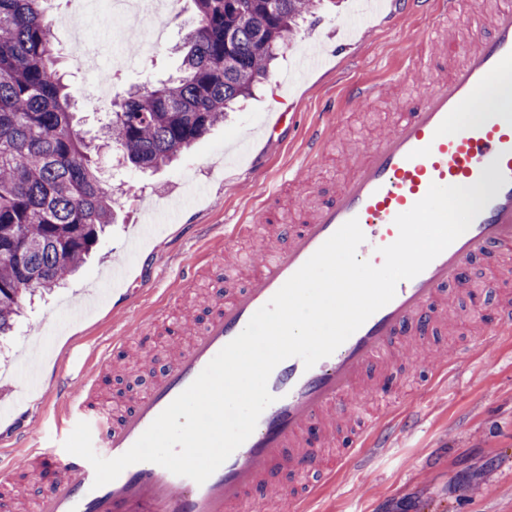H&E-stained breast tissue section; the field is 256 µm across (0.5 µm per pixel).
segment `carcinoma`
<instances>
[{
    "label": "carcinoma",
    "mask_w": 512,
    "mask_h": 512,
    "mask_svg": "<svg viewBox=\"0 0 512 512\" xmlns=\"http://www.w3.org/2000/svg\"><path fill=\"white\" fill-rule=\"evenodd\" d=\"M49 0H0V338L28 295L63 282L114 219L98 147L77 129ZM176 74L112 100L105 145L145 171L173 162L267 77L324 0H193Z\"/></svg>",
    "instance_id": "cac0c4a2"
}]
</instances>
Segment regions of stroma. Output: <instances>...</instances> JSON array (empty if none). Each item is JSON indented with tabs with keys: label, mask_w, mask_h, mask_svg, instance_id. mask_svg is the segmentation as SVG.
Returning <instances> with one entry per match:
<instances>
[{
	"label": "stroma",
	"mask_w": 512,
	"mask_h": 512,
	"mask_svg": "<svg viewBox=\"0 0 512 512\" xmlns=\"http://www.w3.org/2000/svg\"><path fill=\"white\" fill-rule=\"evenodd\" d=\"M355 6V0H344L321 13L300 27L296 43L335 44L338 25L349 21ZM195 19L193 0H181L167 47L125 70L113 80L112 92L155 85L175 73L178 57L172 47ZM116 26L110 8H98L89 38L99 54L117 49L142 56V43L114 41ZM422 26L420 19L390 9L363 16L344 53L312 67L288 89L277 82L293 70L295 49L283 47L255 95L173 165L146 174L106 168L103 179L117 199L110 231L65 285L33 297L9 341L0 346V456H20L19 428H27L35 444L53 435L57 385L75 378L97 351L112 348L114 334L125 335L126 341L112 349L97 395L117 409L147 390L175 345L185 342L187 330L205 320L210 295L231 283L250 285L249 270L266 257L272 235L248 215L264 202L269 184L287 178L326 103L355 81L385 85L383 96L344 106L321 163L300 171L297 183L282 193L279 204L289 224L297 223L300 209L328 199L360 149L389 131L399 105L426 90L436 64L400 75ZM62 66L81 106V128L97 135L103 119L95 97L99 79L78 71L70 57H63ZM284 103L292 106L287 125L267 135L265 125ZM229 225L237 228L234 237L213 242V255L194 282L175 289L184 258L202 247L199 227L219 234ZM118 264L129 272L126 282L106 285L104 273ZM508 289L512 256L475 260L465 284L448 290L445 324L427 342L397 351L386 397L377 399L361 386L349 393L355 404L396 410L402 423L381 455L348 466L324 487L314 503L316 512H512V334L500 336L487 352L467 347ZM92 292L101 295L95 308L79 320L59 323L67 304ZM154 309L173 332L139 340L138 320ZM438 365L448 372L441 385L432 380Z\"/></svg>",
	"instance_id": "stroma-1"
}]
</instances>
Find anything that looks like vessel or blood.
<instances>
[{
    "label": "vessel or blood",
    "instance_id": "1",
    "mask_svg": "<svg viewBox=\"0 0 512 512\" xmlns=\"http://www.w3.org/2000/svg\"><path fill=\"white\" fill-rule=\"evenodd\" d=\"M465 0H401V10L425 14L419 44L436 56H458L449 72L437 75L416 100L402 104L400 117L384 136L362 153L338 191L310 213L304 224H278L284 248L257 269L251 286L216 297L205 324L193 331L162 365L147 392L119 418L104 413L88 395L66 392L56 416V446L28 447L29 467L48 475L37 512H237L277 473L322 474L326 458L315 438H327L328 423L350 418L346 397L363 383L382 391L380 381L400 342L426 335L440 322L433 307L466 275L475 258L512 250V93L491 103L503 76H512V0H504L488 19L489 33L474 29L469 43L440 40L438 17L464 10ZM476 120H469V113ZM341 118L329 105L312 127L298 168L317 165L329 134ZM485 179L490 199L466 232L419 275L400 281L394 298L370 316L331 356L305 368L293 357L279 363L268 379L274 401L260 415L251 436L204 482L178 476L150 462L128 466L112 482L94 487L95 472L85 459L62 445L78 422L89 424L95 452L104 458L128 451L154 419L238 336L254 313L335 231L357 219L365 241L360 259L381 266V247L396 241L397 215L424 198L431 185L469 186ZM512 331V303L498 308L493 328L472 339L483 349ZM395 417L371 414L343 455L344 466L386 447Z\"/></svg>",
    "mask_w": 512,
    "mask_h": 512
}]
</instances>
